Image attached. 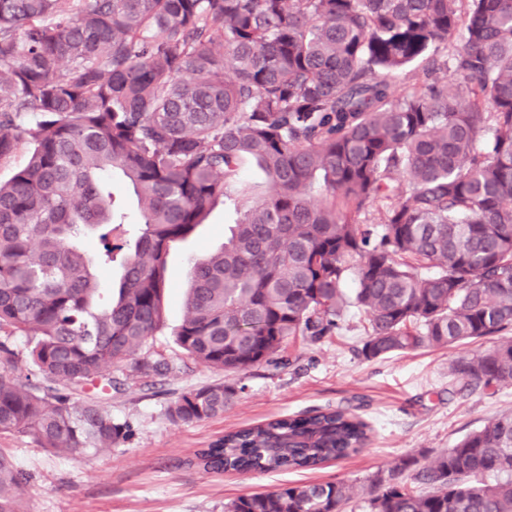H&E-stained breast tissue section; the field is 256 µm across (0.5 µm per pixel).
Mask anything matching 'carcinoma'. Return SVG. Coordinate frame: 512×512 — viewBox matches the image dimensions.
I'll list each match as a JSON object with an SVG mask.
<instances>
[{"label":"carcinoma","mask_w":512,"mask_h":512,"mask_svg":"<svg viewBox=\"0 0 512 512\" xmlns=\"http://www.w3.org/2000/svg\"><path fill=\"white\" fill-rule=\"evenodd\" d=\"M460 2L0 0V160L20 113L39 116L27 163L0 183V435L75 459L128 438L80 395L172 370L144 352L167 326V258L220 202L239 218L189 270L172 331L188 358L243 373L297 337L340 335L354 305L365 357L497 336L448 374L512 386V0ZM248 159L268 188L244 207ZM101 267L121 272L106 293ZM23 361L39 379L15 375ZM234 396L204 385L167 414L203 421ZM371 431L327 407L229 432L198 459L310 468ZM28 487L0 451V512H21ZM351 498L342 481L284 485L226 512H342ZM367 509L512 512V413L422 466L399 459Z\"/></svg>","instance_id":"obj_1"}]
</instances>
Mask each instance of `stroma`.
<instances>
[{
    "label": "stroma",
    "mask_w": 512,
    "mask_h": 512,
    "mask_svg": "<svg viewBox=\"0 0 512 512\" xmlns=\"http://www.w3.org/2000/svg\"><path fill=\"white\" fill-rule=\"evenodd\" d=\"M235 218L233 210L215 205L195 233L171 249L165 296L170 328L183 319L193 259L218 247ZM364 338L354 310L341 335L320 343L289 342L283 352L287 366L263 364L236 374L193 362L166 332L150 339L147 350L151 359L175 362L176 372L101 396L114 418L129 422L125 442L87 462L53 454L19 435H0V451L31 477L26 512H224L244 494L328 481L348 484L353 512H365L378 473L407 456L430 461L489 420L512 412V386L491 393L448 376L459 357L490 349L489 339L368 359L361 353ZM214 383L236 390L222 415L189 424L170 420L167 407L181 393ZM327 406L351 408L371 423L370 445L310 470L243 475L207 473L197 464L196 451L226 432Z\"/></svg>",
    "instance_id": "1"
}]
</instances>
